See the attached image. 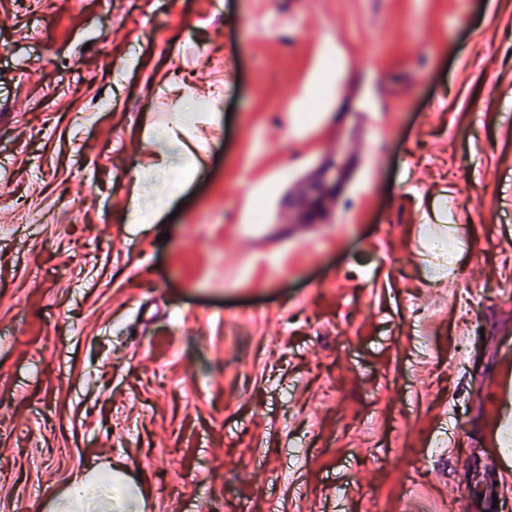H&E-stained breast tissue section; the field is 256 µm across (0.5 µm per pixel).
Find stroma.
I'll list each match as a JSON object with an SVG mask.
<instances>
[{
	"label": "stroma",
	"mask_w": 512,
	"mask_h": 512,
	"mask_svg": "<svg viewBox=\"0 0 512 512\" xmlns=\"http://www.w3.org/2000/svg\"><path fill=\"white\" fill-rule=\"evenodd\" d=\"M511 270L512 0H0V512H512ZM121 469L108 465L101 468L92 476L72 482L61 501L53 506L55 512H130L125 507L127 495L117 472ZM97 485L101 488L100 495L93 497L89 494L90 487ZM95 499V502H92Z\"/></svg>",
	"instance_id": "1"
}]
</instances>
